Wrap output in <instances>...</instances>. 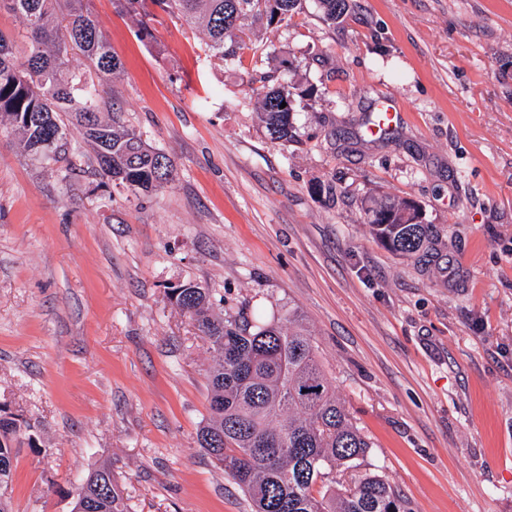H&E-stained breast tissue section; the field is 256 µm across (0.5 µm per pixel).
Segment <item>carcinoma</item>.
I'll use <instances>...</instances> for the list:
<instances>
[{
	"instance_id": "cac0c4a2",
	"label": "carcinoma",
	"mask_w": 512,
	"mask_h": 512,
	"mask_svg": "<svg viewBox=\"0 0 512 512\" xmlns=\"http://www.w3.org/2000/svg\"><path fill=\"white\" fill-rule=\"evenodd\" d=\"M88 0H0V12L16 16L27 38V53L15 54L14 38L0 31V126L18 134L22 149L69 169L76 161L63 147L61 115L68 114L93 147L102 174L134 196L165 188L173 163L143 133L105 120L109 79L121 70ZM137 21L141 40L152 41L155 10L204 34L205 52L220 61L244 49L231 39L253 19L282 22L301 0H114ZM324 20L336 21L347 0H319ZM77 50L97 75L70 69ZM251 88L265 129L274 141H294L291 122L297 85L273 75ZM367 212L372 232L391 251L411 255L432 247L431 225L418 206L385 198ZM215 354L208 371L210 414L197 433L201 448L249 499L251 512H409L405 501L377 472L361 471L370 442L336 397L316 353L314 339L296 310L260 322L243 310L218 317L211 289L194 282L167 290ZM30 425L0 407V512H12L19 436ZM88 496L76 494L72 512H127L112 468L102 465L87 477Z\"/></svg>"
}]
</instances>
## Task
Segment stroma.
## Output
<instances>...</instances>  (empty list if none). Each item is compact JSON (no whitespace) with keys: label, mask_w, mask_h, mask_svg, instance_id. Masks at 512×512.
Returning <instances> with one entry per match:
<instances>
[{"label":"stroma","mask_w":512,"mask_h":512,"mask_svg":"<svg viewBox=\"0 0 512 512\" xmlns=\"http://www.w3.org/2000/svg\"><path fill=\"white\" fill-rule=\"evenodd\" d=\"M348 2L246 24L220 63L175 18L149 44L89 0L115 111L175 166L152 195L0 128V403L31 425L12 512H71L105 463L128 512H251L197 443L214 354L166 296L189 281L219 315H301L410 512H512V0ZM265 72L314 89L294 143L264 132ZM387 102L400 124L368 137ZM381 196L420 206L432 250L371 235Z\"/></svg>","instance_id":"35a3bbf8"}]
</instances>
